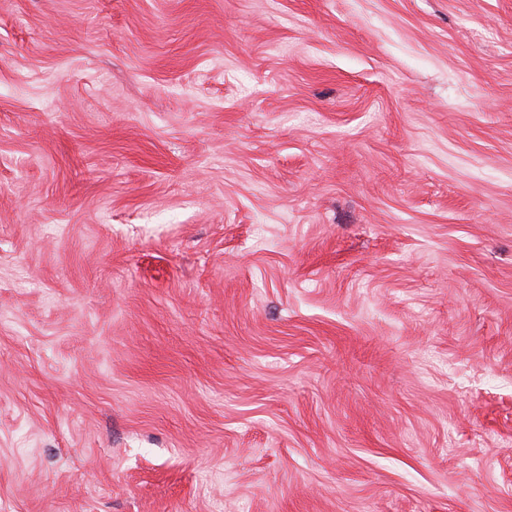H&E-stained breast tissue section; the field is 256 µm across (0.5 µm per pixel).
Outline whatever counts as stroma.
<instances>
[{"label":"stroma","mask_w":512,"mask_h":512,"mask_svg":"<svg viewBox=\"0 0 512 512\" xmlns=\"http://www.w3.org/2000/svg\"><path fill=\"white\" fill-rule=\"evenodd\" d=\"M0 512H512V0H0Z\"/></svg>","instance_id":"obj_1"}]
</instances>
